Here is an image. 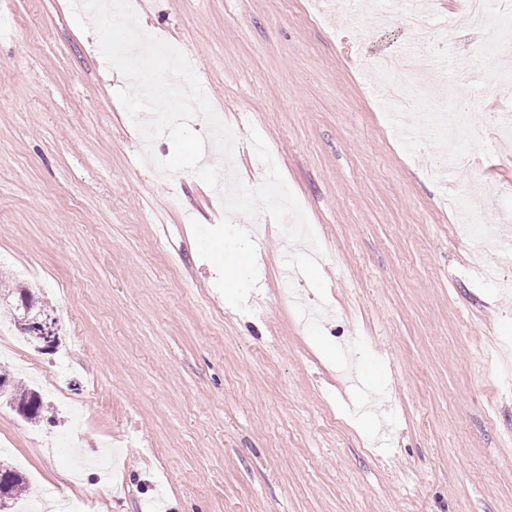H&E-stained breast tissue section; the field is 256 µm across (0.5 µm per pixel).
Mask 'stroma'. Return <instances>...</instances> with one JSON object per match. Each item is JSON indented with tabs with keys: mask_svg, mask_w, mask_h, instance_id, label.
<instances>
[{
	"mask_svg": "<svg viewBox=\"0 0 512 512\" xmlns=\"http://www.w3.org/2000/svg\"><path fill=\"white\" fill-rule=\"evenodd\" d=\"M144 31L180 48L214 110L236 128L233 166L258 185V131L324 255L326 336L362 338L384 364L394 411L383 453L354 420L355 382L312 342L283 292L276 223L243 216L256 247L249 300L232 308L197 251L192 222L225 217L193 172L162 178L69 0H0V286L25 282L56 320L58 345L0 342V368L42 393L41 420L0 408V461L29 495L86 512H512V144L493 82L512 57L480 32L443 45L466 76L482 130L451 161L431 138L402 137L372 96L412 42L403 6L379 19L364 0H136ZM369 30L361 41L359 30ZM471 197L474 234L456 232L449 194ZM64 376L66 400L45 389Z\"/></svg>",
	"mask_w": 512,
	"mask_h": 512,
	"instance_id": "35a3bbf8",
	"label": "stroma"
}]
</instances>
